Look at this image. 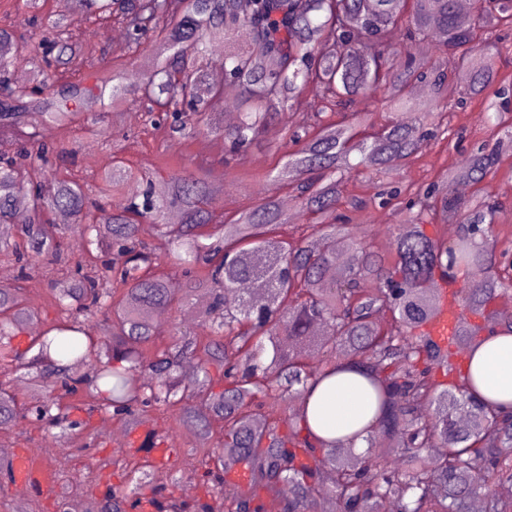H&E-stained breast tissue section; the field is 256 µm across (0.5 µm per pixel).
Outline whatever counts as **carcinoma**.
Listing matches in <instances>:
<instances>
[{"label": "carcinoma", "mask_w": 512, "mask_h": 512, "mask_svg": "<svg viewBox=\"0 0 512 512\" xmlns=\"http://www.w3.org/2000/svg\"><path fill=\"white\" fill-rule=\"evenodd\" d=\"M469 22L457 0H76L91 18L123 25L124 54L152 36L153 61L140 83L104 65L95 80L64 75L79 60L81 38L62 18L19 43L0 27V262L29 278L33 263L58 257L54 233L81 239L70 273L46 304L57 314L28 332L36 313L24 289L0 288V369L19 371L46 391L20 405L0 382V431L36 424L49 436L84 438L96 422L121 418L137 436V451L118 454L125 465L88 469L87 512H264V499L284 512H375L395 499V512H512V414L471 395V377L458 356L489 333L512 334V225L486 198L461 196L459 183L480 184L512 142V116H492L494 145L460 157L441 180L402 200L380 193L404 223L357 239L338 213L344 182L355 168L387 177L419 156L423 140L448 132L441 94L466 73L463 98L487 94L498 75L493 29L512 30V0H477ZM249 31L246 43L237 40ZM224 37L213 57L210 39ZM436 40L430 58H409L420 40ZM224 81L208 77L214 65ZM24 67L30 79L18 81ZM417 85L430 98H413ZM320 107L307 112L306 92ZM360 94L379 95L398 116L379 129L348 108ZM103 108L139 104L148 123L171 139L204 145L220 137L243 175L250 146L263 139L281 155L268 175L271 189L230 221H215L224 206V173L203 162L190 171L182 156L165 155L168 178L137 198L129 181L143 179L120 160L90 186L47 176L59 152L29 130L28 113L42 111L48 128L66 130L83 101ZM237 101L244 112L224 127L215 109ZM296 116L291 133L269 136L275 119ZM357 154V163L351 155ZM294 192L296 211H283L278 193ZM176 210L181 222L167 223ZM66 213L68 224H52ZM306 216L319 219L303 224ZM438 216L450 236L427 226ZM150 230L159 245L143 239ZM182 268L171 283L152 270L160 254ZM457 285L456 331L448 348L426 332L437 298L421 284ZM202 296L192 333L155 322ZM388 311L393 327L376 323ZM26 337L25 347L14 344ZM363 375L376 402L369 450L357 455L321 439L307 425L309 386L339 368ZM176 408L179 424L207 449L197 480L204 494H175L170 458L178 438L148 426L154 412ZM249 477L244 491L230 476Z\"/></svg>", "instance_id": "obj_1"}]
</instances>
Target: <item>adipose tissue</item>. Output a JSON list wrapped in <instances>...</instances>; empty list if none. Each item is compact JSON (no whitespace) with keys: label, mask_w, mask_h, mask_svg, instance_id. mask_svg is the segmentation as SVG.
<instances>
[{"label":"adipose tissue","mask_w":512,"mask_h":512,"mask_svg":"<svg viewBox=\"0 0 512 512\" xmlns=\"http://www.w3.org/2000/svg\"><path fill=\"white\" fill-rule=\"evenodd\" d=\"M464 368L471 373L480 398L512 409V335L487 338ZM309 427L318 435L352 444L356 453L368 449L363 427L372 419L374 399L364 380L343 373L320 382L306 401Z\"/></svg>","instance_id":"obj_1"}]
</instances>
